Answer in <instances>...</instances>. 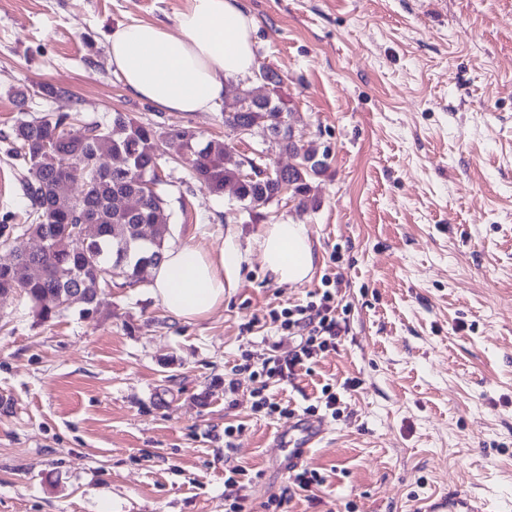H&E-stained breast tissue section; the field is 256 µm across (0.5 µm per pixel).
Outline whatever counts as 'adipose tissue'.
Wrapping results in <instances>:
<instances>
[{
    "label": "adipose tissue",
    "instance_id": "obj_1",
    "mask_svg": "<svg viewBox=\"0 0 512 512\" xmlns=\"http://www.w3.org/2000/svg\"><path fill=\"white\" fill-rule=\"evenodd\" d=\"M178 34L163 25L117 26L108 51L115 73L133 95L169 112H207L224 97L227 79L256 65L254 26L237 0H189L177 17ZM265 269L282 284L308 281L314 250L306 225L271 224L259 238ZM240 263L236 250L211 257L185 245L153 270V292L178 319H202L223 305L224 277Z\"/></svg>",
    "mask_w": 512,
    "mask_h": 512
}]
</instances>
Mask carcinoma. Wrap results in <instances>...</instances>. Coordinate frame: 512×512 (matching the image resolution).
I'll use <instances>...</instances> for the list:
<instances>
[{"mask_svg": "<svg viewBox=\"0 0 512 512\" xmlns=\"http://www.w3.org/2000/svg\"><path fill=\"white\" fill-rule=\"evenodd\" d=\"M256 79L271 87L264 96L253 95L247 87L231 94L224 84V126L233 130L264 126L275 148L296 159L292 165L276 168L273 176L249 178L243 174L245 159L230 152L224 142H202L188 129L165 132L151 123H138L117 112L112 124H93L82 136L64 134L73 117L69 113L46 114L14 125L12 138L22 149L21 159L30 178L23 184L26 223L0 225V236L12 232L10 247L14 260L0 266V297L24 293L39 321L48 322L69 309L58 296L73 288L89 294L83 304L90 316L95 311L96 289L111 286L110 270L120 264L124 278L136 283L143 272L164 259L170 216L158 193L144 194L131 186L128 172L141 168L152 171L160 160L157 142L169 134L180 140L186 154L190 179L210 193L231 194L253 210L279 196L285 188L305 209L314 179L326 168L327 155L304 147L293 139L294 113L277 93L280 75L262 67ZM77 162L93 164L103 173L97 181L81 182L69 171ZM90 215L97 228L86 241L72 235L82 215ZM144 224L152 236L140 235ZM41 241L29 250L24 238ZM90 252L95 262L84 261Z\"/></svg>", "mask_w": 512, "mask_h": 512, "instance_id": "cac0c4a2", "label": "carcinoma"}]
</instances>
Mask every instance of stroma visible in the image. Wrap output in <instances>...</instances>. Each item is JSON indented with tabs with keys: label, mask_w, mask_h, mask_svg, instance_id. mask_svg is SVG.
Wrapping results in <instances>:
<instances>
[{
	"label": "stroma",
	"mask_w": 512,
	"mask_h": 512,
	"mask_svg": "<svg viewBox=\"0 0 512 512\" xmlns=\"http://www.w3.org/2000/svg\"><path fill=\"white\" fill-rule=\"evenodd\" d=\"M257 66L282 78L298 143L328 153L298 212L285 194L251 213L194 184L165 155L167 248L241 255L224 304L171 317L151 275L115 279L92 318L40 322L0 299V512H224L243 470L252 512L279 494L276 436L252 410L250 368L287 342L270 313L336 281L348 331L311 373L270 384L304 414L325 384L340 415L304 465L326 481L288 512H414L460 491L512 512V0H240ZM188 0H0V217L25 221L9 134L21 117L69 112L71 134L115 113L215 138L241 156L262 129L225 127L221 107L165 112L113 72L120 24L175 29ZM54 87L56 96L25 88ZM296 221L316 256L308 282L277 283L256 242ZM356 389H343L346 379ZM233 390H226V382ZM232 437H225L226 426Z\"/></svg>",
	"instance_id": "obj_1"
}]
</instances>
